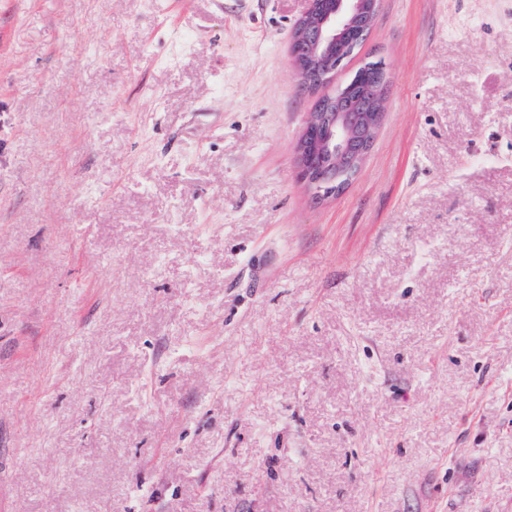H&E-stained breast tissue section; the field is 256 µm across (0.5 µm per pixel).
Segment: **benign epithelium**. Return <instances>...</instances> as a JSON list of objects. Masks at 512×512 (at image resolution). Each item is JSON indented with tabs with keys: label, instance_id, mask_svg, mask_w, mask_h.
I'll return each mask as SVG.
<instances>
[{
	"label": "benign epithelium",
	"instance_id": "obj_1",
	"mask_svg": "<svg viewBox=\"0 0 512 512\" xmlns=\"http://www.w3.org/2000/svg\"><path fill=\"white\" fill-rule=\"evenodd\" d=\"M380 0H335L327 9L322 0H308L306 13L297 21L289 56L300 89L316 96L307 114L295 152L300 179L317 200L341 191L370 154L383 121L388 76L384 65L372 61L348 80H359L376 69L379 77L366 85L358 112L344 107L346 88L328 86L348 60L368 39Z\"/></svg>",
	"mask_w": 512,
	"mask_h": 512
}]
</instances>
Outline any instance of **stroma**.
I'll use <instances>...</instances> for the list:
<instances>
[{"mask_svg":"<svg viewBox=\"0 0 512 512\" xmlns=\"http://www.w3.org/2000/svg\"><path fill=\"white\" fill-rule=\"evenodd\" d=\"M307 0H0V512H512V0H381L317 201ZM306 13L297 21L289 56L299 77L300 89L316 96L307 114L295 152L300 179L316 200L341 191L356 175L370 154L383 121L387 102L388 76L382 62H369L340 88L328 86L348 60L368 39L380 8V0H336L326 9L322 0H308ZM379 63V65H376ZM371 71L359 86H348ZM365 97L359 112L356 109ZM322 157L324 164L311 163Z\"/></svg>","mask_w":512,"mask_h":512,"instance_id":"stroma-1","label":"stroma"}]
</instances>
